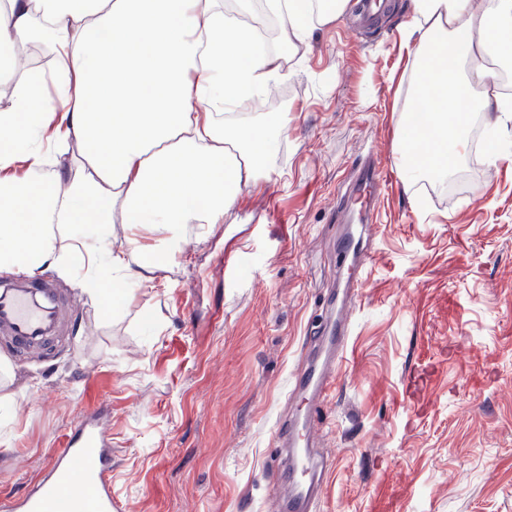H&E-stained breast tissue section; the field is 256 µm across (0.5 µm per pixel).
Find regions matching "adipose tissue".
<instances>
[{"mask_svg":"<svg viewBox=\"0 0 512 512\" xmlns=\"http://www.w3.org/2000/svg\"><path fill=\"white\" fill-rule=\"evenodd\" d=\"M351 0H265L281 23V50L255 53L251 28L224 0H0V269L49 267L80 277L85 292L153 282L189 224H216L258 183L284 112L257 120L236 109L282 76L285 50L336 21ZM414 46L411 106L429 113L432 141L403 136L406 178L448 174L460 157L462 109L477 106L495 133L512 127L487 44L512 59V0H413L403 28ZM51 46L55 106L30 95L8 51ZM84 145L87 175L62 183L43 174L46 144ZM132 234L111 237L114 220Z\"/></svg>","mask_w":512,"mask_h":512,"instance_id":"adipose-tissue-1","label":"adipose tissue"}]
</instances>
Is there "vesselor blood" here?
<instances>
[{
	"label": "vessel or blood",
	"mask_w": 512,
	"mask_h": 512,
	"mask_svg": "<svg viewBox=\"0 0 512 512\" xmlns=\"http://www.w3.org/2000/svg\"><path fill=\"white\" fill-rule=\"evenodd\" d=\"M383 179L377 160H370L338 200L339 206L357 201L364 223H372ZM340 254L350 255L348 280L363 277L367 253L359 244L339 243ZM69 297L52 283L29 278L22 269L0 276V337L16 356L33 344L58 345L68 334ZM347 320H340L329 342L335 359L322 367H306L293 379V391L303 398L298 422H284L276 435L293 454L287 466L288 482L296 493L275 502V512H311L320 492L311 490L316 464L310 455L314 443L313 422L328 392L334 388L338 359L348 351ZM111 414L107 407L83 413L63 435L50 462L34 482L13 496L0 499V512H123L124 505L112 493Z\"/></svg>",
	"instance_id": "obj_1"
}]
</instances>
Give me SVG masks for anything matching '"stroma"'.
Returning <instances> with one entry per match:
<instances>
[{
  "label": "stroma",
  "instance_id": "obj_1",
  "mask_svg": "<svg viewBox=\"0 0 512 512\" xmlns=\"http://www.w3.org/2000/svg\"><path fill=\"white\" fill-rule=\"evenodd\" d=\"M388 3L379 27L353 10L310 31L284 68L288 126L263 178L222 223L187 225L155 282L106 305L44 271L71 297L75 342L22 357L0 345V497L105 403L127 512H270L292 375L345 297L336 243L359 217L336 199L374 155L386 182L318 419L319 512H372L389 471L408 485L395 512H512V159L490 164L472 139L457 175L403 182L413 3ZM427 336L440 378L407 387Z\"/></svg>",
  "mask_w": 512,
  "mask_h": 512
}]
</instances>
